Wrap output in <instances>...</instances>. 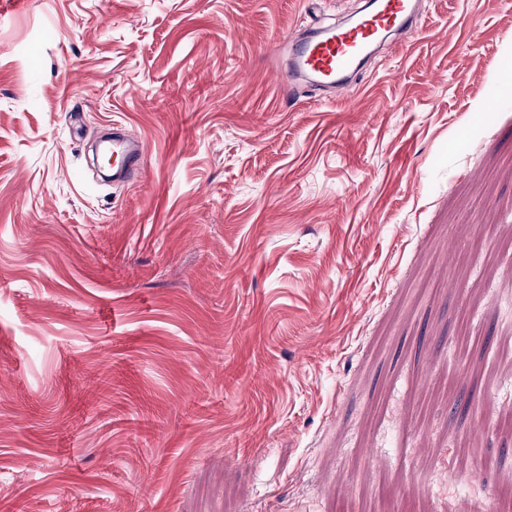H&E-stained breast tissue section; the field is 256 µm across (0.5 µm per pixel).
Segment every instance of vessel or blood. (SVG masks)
<instances>
[{
    "mask_svg": "<svg viewBox=\"0 0 512 512\" xmlns=\"http://www.w3.org/2000/svg\"><path fill=\"white\" fill-rule=\"evenodd\" d=\"M417 0H376L355 21L291 37L288 75L322 89H342L346 76L366 53L384 44L389 36L413 27ZM112 181L123 183L141 168L143 140L128 129L112 133Z\"/></svg>",
    "mask_w": 512,
    "mask_h": 512,
    "instance_id": "1",
    "label": "vessel or blood"
}]
</instances>
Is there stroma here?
I'll use <instances>...</instances> for the list:
<instances>
[{"label":"stroma","instance_id":"35a3bbf8","mask_svg":"<svg viewBox=\"0 0 512 512\" xmlns=\"http://www.w3.org/2000/svg\"><path fill=\"white\" fill-rule=\"evenodd\" d=\"M359 2L0 0V512L512 498V6L290 83ZM120 130L112 132V183H123L131 174L141 169L145 155L143 140L132 134L126 126L119 124Z\"/></svg>","mask_w":512,"mask_h":512}]
</instances>
